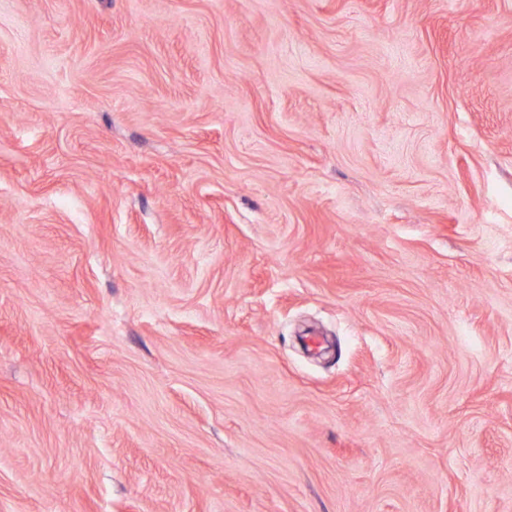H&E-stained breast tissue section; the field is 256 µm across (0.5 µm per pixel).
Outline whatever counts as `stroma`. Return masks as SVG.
<instances>
[{"label":"stroma","mask_w":512,"mask_h":512,"mask_svg":"<svg viewBox=\"0 0 512 512\" xmlns=\"http://www.w3.org/2000/svg\"><path fill=\"white\" fill-rule=\"evenodd\" d=\"M0 512H512V0H0Z\"/></svg>","instance_id":"1"}]
</instances>
